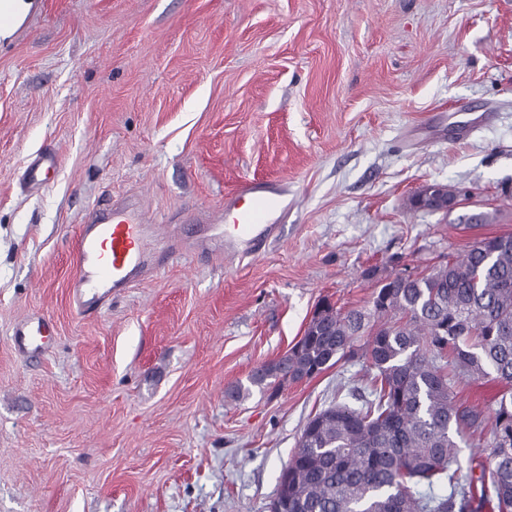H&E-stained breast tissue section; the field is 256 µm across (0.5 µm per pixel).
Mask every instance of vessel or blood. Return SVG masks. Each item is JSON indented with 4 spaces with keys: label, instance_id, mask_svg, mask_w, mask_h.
Segmentation results:
<instances>
[{
    "label": "vessel or blood",
    "instance_id": "b4317fda",
    "mask_svg": "<svg viewBox=\"0 0 512 512\" xmlns=\"http://www.w3.org/2000/svg\"><path fill=\"white\" fill-rule=\"evenodd\" d=\"M53 153L37 155L26 167L25 186L48 187L57 170ZM288 215V189L274 180H246L225 197L217 223L206 233L194 235L190 248L203 254L222 251L228 258H253L276 238ZM159 225L147 223L142 210L112 204L97 210L90 223L81 225L74 254L75 273L69 296L83 313L97 311L134 282L166 266L174 249L157 251ZM54 333L50 317L31 314L16 327L12 343L26 356L44 354Z\"/></svg>",
    "mask_w": 512,
    "mask_h": 512
}]
</instances>
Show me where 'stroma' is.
I'll return each mask as SVG.
<instances>
[{
  "instance_id": "1",
  "label": "stroma",
  "mask_w": 512,
  "mask_h": 512,
  "mask_svg": "<svg viewBox=\"0 0 512 512\" xmlns=\"http://www.w3.org/2000/svg\"><path fill=\"white\" fill-rule=\"evenodd\" d=\"M48 149L54 181L30 192ZM245 179L291 203L259 258L181 255L97 312L71 304L103 199L185 231ZM433 183L453 209L411 206ZM507 235L512 0H34L0 41V512H269L306 420L361 367L276 393L252 372L322 299L367 306L379 278ZM34 312L56 332L24 358L10 337ZM506 391L465 378L456 400ZM58 158L53 153L37 155L26 167L23 175L24 185L31 189L43 190L48 187L51 175L57 170Z\"/></svg>"
}]
</instances>
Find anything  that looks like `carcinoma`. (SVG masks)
<instances>
[{
  "instance_id": "1",
  "label": "carcinoma",
  "mask_w": 512,
  "mask_h": 512,
  "mask_svg": "<svg viewBox=\"0 0 512 512\" xmlns=\"http://www.w3.org/2000/svg\"><path fill=\"white\" fill-rule=\"evenodd\" d=\"M342 360L365 364L368 392L308 419L269 512H512V394L487 415L455 393L491 372L512 384V236L388 275L365 308L326 302L298 347L250 380L278 390ZM487 427L491 451L462 466L457 439Z\"/></svg>"
}]
</instances>
